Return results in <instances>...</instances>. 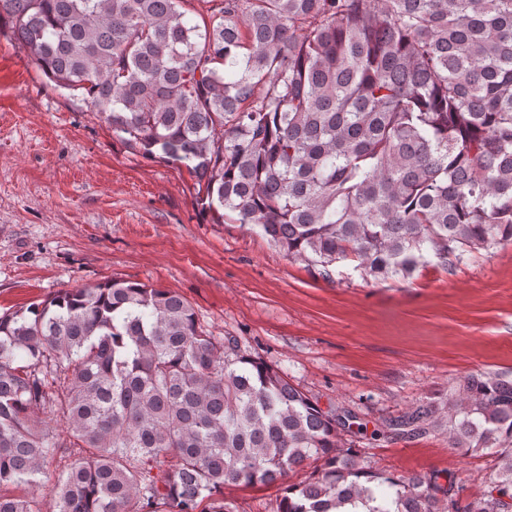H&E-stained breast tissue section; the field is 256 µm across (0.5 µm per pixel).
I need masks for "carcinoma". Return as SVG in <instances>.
Returning <instances> with one entry per match:
<instances>
[{
  "label": "carcinoma",
  "mask_w": 512,
  "mask_h": 512,
  "mask_svg": "<svg viewBox=\"0 0 512 512\" xmlns=\"http://www.w3.org/2000/svg\"><path fill=\"white\" fill-rule=\"evenodd\" d=\"M0 0L54 88L113 134L187 170L216 224L258 231L329 279L376 282L512 243V0ZM61 416V436L38 415ZM346 419L179 294L111 280L0 316V512L77 450L56 512H512V377L470 374L388 424L489 451L487 490L396 475L342 438ZM298 483L286 478L307 467ZM275 490L264 486L231 485L224 488V497L233 501L240 512H266Z\"/></svg>",
  "instance_id": "carcinoma-1"
}]
</instances>
